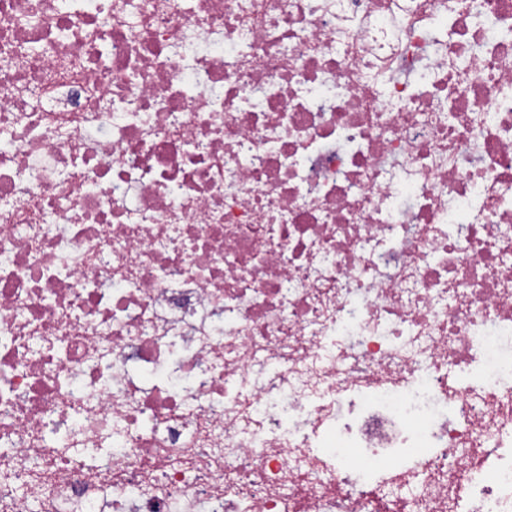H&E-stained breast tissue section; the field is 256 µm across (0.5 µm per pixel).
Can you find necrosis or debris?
Here are the masks:
<instances>
[{
	"mask_svg": "<svg viewBox=\"0 0 512 512\" xmlns=\"http://www.w3.org/2000/svg\"><path fill=\"white\" fill-rule=\"evenodd\" d=\"M512 512V0H0V512Z\"/></svg>",
	"mask_w": 512,
	"mask_h": 512,
	"instance_id": "1",
	"label": "necrosis or debris"
}]
</instances>
